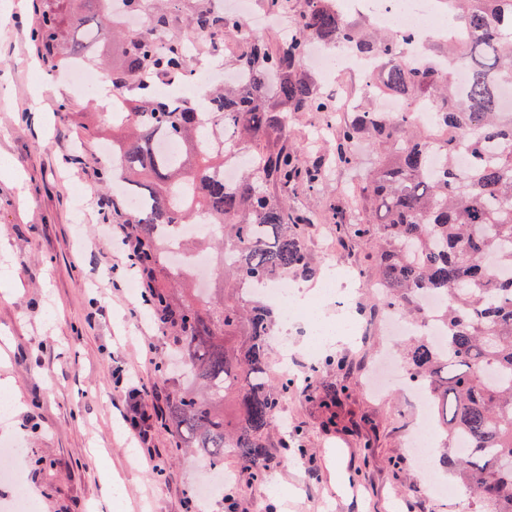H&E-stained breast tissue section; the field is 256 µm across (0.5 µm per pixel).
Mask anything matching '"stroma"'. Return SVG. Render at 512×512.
Segmentation results:
<instances>
[{
    "label": "stroma",
    "mask_w": 512,
    "mask_h": 512,
    "mask_svg": "<svg viewBox=\"0 0 512 512\" xmlns=\"http://www.w3.org/2000/svg\"><path fill=\"white\" fill-rule=\"evenodd\" d=\"M36 26L33 0H0V159L19 174L0 179V380L11 378L20 396L0 437L23 448L20 466L38 512H186L185 493L213 486L214 471L161 427L154 443L162 457L153 461L130 434L119 402L128 388L154 382L142 344L152 343L160 356L168 341L140 298L111 286L128 261L103 235L96 207L106 193L96 171L112 143L104 120L110 95L101 84L83 90L69 81L40 83ZM235 37V30L220 32L190 55L187 67L223 70L238 52ZM298 71L321 97L349 92L356 104L364 102L360 78L340 72L325 79L304 61ZM326 123L322 112L292 114L290 145L306 160L332 164L336 137ZM354 149L356 165H332L320 188L297 189L288 199L311 219L305 236L316 276L303 280L305 291L327 272L342 283L359 271L362 284L348 301L368 332L332 343L313 374L311 338L301 323L290 324L288 354L269 350L271 380L294 381L272 432L274 460L264 478L247 484L244 461L225 455L224 471L237 481L225 485L209 512H475L468 492L428 493V477L408 461L405 441L417 404L403 389L377 397L366 387L373 361L399 343L371 315V243L336 233L335 206L356 215L368 207L351 200L348 188L364 179L376 152L363 139ZM331 386L341 391L344 427L336 432L323 428L322 410L308 397L309 389ZM157 464L166 481H158ZM104 469L122 483L121 508L112 506Z\"/></svg>",
    "instance_id": "obj_1"
}]
</instances>
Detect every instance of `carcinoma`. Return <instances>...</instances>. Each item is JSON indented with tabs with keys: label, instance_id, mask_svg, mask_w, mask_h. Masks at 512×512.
<instances>
[{
	"label": "carcinoma",
	"instance_id": "cac0c4a2",
	"mask_svg": "<svg viewBox=\"0 0 512 512\" xmlns=\"http://www.w3.org/2000/svg\"><path fill=\"white\" fill-rule=\"evenodd\" d=\"M146 1L149 22L123 29L116 45L112 129L124 134L112 137V163L97 176L105 186L118 177L126 186L112 194L106 221L128 226L144 301L183 365L182 379L173 383L165 359L155 364V383L171 387L162 425L184 447L201 449L217 472L226 453L247 462L253 477L273 458L270 435L291 382L269 381L276 315L244 284L314 274L301 230L310 220L291 208L288 191L322 184L325 170L285 141L267 147L266 140L286 136L289 119V112L271 110L268 99L275 94L290 112H332L333 104L317 97L295 68L308 40L345 42L380 61L385 89L433 103L439 140L369 111L338 125L336 164L354 163L359 139L379 148L362 188L379 219L339 220L336 232L376 241L377 284L385 290L379 303L417 320L424 294L445 300L437 316L447 330L445 345L411 339L404 359L431 396L443 434L438 459L450 479L489 504V512H512V111L499 100L500 89L512 86V0H445L455 19L448 57L469 70L463 95L437 67L439 55L412 70L399 57L396 35L348 23L329 0H300L297 33L273 46L245 43L233 69L246 80L206 92L202 112L142 89L145 73L179 74L186 64L182 42L158 39L157 32L170 31L158 0H122L136 12ZM66 2L35 5L37 51L52 68L86 61V45L114 25L105 0ZM220 27L236 28L238 21L205 6L196 10L194 31ZM170 141L179 153L162 151ZM460 142L472 155L464 171L454 165ZM240 146L251 148V164L227 184L224 157ZM436 153L445 162L439 171L432 165ZM202 215L216 232L189 240L178 234ZM174 248L216 253L218 287L206 295L179 293L193 268L170 263ZM338 397L334 388L319 395L329 427L338 424ZM228 401L231 419L224 413Z\"/></svg>",
	"mask_w": 512,
	"mask_h": 512
}]
</instances>
